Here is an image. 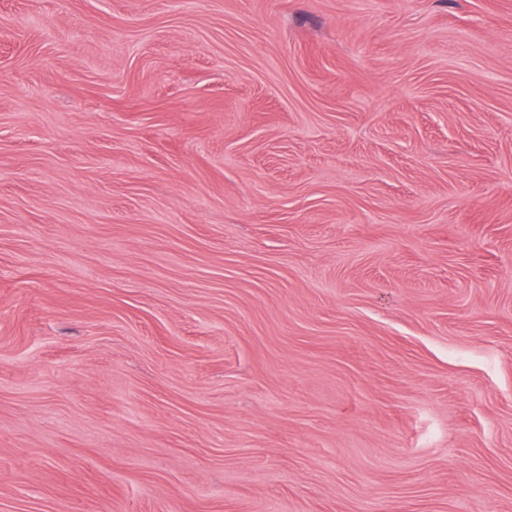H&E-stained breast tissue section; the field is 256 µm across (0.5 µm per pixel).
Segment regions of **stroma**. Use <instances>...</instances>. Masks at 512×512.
<instances>
[{"label": "stroma", "mask_w": 512, "mask_h": 512, "mask_svg": "<svg viewBox=\"0 0 512 512\" xmlns=\"http://www.w3.org/2000/svg\"><path fill=\"white\" fill-rule=\"evenodd\" d=\"M0 512H512V0H0Z\"/></svg>", "instance_id": "35a3bbf8"}]
</instances>
